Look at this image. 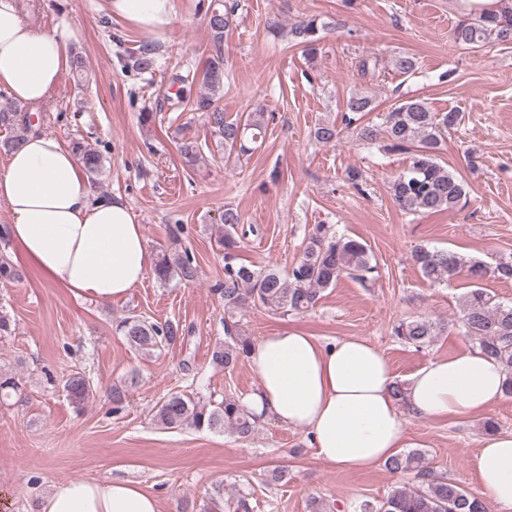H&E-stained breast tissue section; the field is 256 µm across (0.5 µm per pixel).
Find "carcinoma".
Masks as SVG:
<instances>
[{"mask_svg": "<svg viewBox=\"0 0 512 512\" xmlns=\"http://www.w3.org/2000/svg\"><path fill=\"white\" fill-rule=\"evenodd\" d=\"M235 6L224 9L209 7L205 13L211 31L215 55L203 72L204 92L192 101L197 112H208L215 136L224 146V154L238 160L248 158L262 145L266 125L264 113L247 112L227 119L217 111L216 102L224 89V55L221 46L224 32L233 23ZM336 28V21H326L317 15L308 16L292 24L291 34L304 53L314 54L322 35ZM450 37L454 43L467 48H481L488 43L512 44V7L479 14L459 21ZM157 65L155 50L146 44L132 56V67L140 73H153ZM417 59L401 53L392 60V69L401 75L414 74ZM24 107L10 102L0 108V129L6 137L0 147L10 151L17 147L31 131ZM370 97L356 93L346 102L343 122L358 140L374 143L388 141V147L411 154L407 168L393 177L390 195L396 207L408 214L437 213L457 208L466 195L465 183L456 173L438 162L443 136L459 128L463 113L450 109L434 112L420 98H409L390 108L381 117V123L364 121L374 111ZM336 122L317 124L311 135L319 143H331L340 135ZM72 150L82 161L88 178L95 182L103 173L104 159L91 143L77 139ZM241 223L238 210L226 206L222 224L218 226L217 243L224 249V280L210 285L209 291L224 304V344L215 347L212 363L232 370L241 361L250 358L254 343L237 327L233 316L244 309L264 307L279 315L306 312L313 309L321 293L336 285L345 275L361 281L369 280L376 272L374 255L367 243L349 237H334L323 224L312 230L301 256L281 273L274 266L251 268L238 262L237 251L241 239L235 229ZM412 260L421 276L429 283L448 284L460 276L470 280L471 288L464 294L458 315V326L463 336L484 354L495 358L505 373L504 393L512 395V303L482 287L487 277L512 280V258L503 259L489 267L479 260L456 252L419 245ZM154 277L166 284L177 278L191 282L198 278L197 263L189 251H162L152 269ZM126 343L138 350L151 352L160 347L174 346L185 340L184 330L170 321L151 322L139 316H127L116 324ZM445 325L426 317H409L392 328V334L405 344L420 349L430 345L443 334ZM64 389L76 407L80 408L90 394L88 381L80 374L71 375ZM21 397L20 384L15 377L0 373V398ZM262 416L249 410L235 396H226L216 404L203 402L182 392H173L155 405L153 420L164 429L193 428L224 432L240 438L255 433ZM392 473L411 472L414 484L393 486L378 503L364 501L360 512H490L486 500L467 490L448 477L436 474L428 465L425 453L419 449L403 451L385 462ZM224 500V512H252L247 494L224 497V484L213 488V504Z\"/></svg>", "mask_w": 512, "mask_h": 512, "instance_id": "obj_1", "label": "carcinoma"}]
</instances>
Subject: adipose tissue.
Instances as JSON below:
<instances>
[{
  "instance_id": "1",
  "label": "adipose tissue",
  "mask_w": 512,
  "mask_h": 512,
  "mask_svg": "<svg viewBox=\"0 0 512 512\" xmlns=\"http://www.w3.org/2000/svg\"><path fill=\"white\" fill-rule=\"evenodd\" d=\"M112 18L147 32L168 29L175 0H107ZM68 28L33 31L14 0H0V90L42 104L68 62ZM15 261L78 299L125 297L151 269L142 225L121 197L95 194L75 152L57 135L34 131L0 170ZM256 413L310 436L317 457L344 471L385 462L407 447L406 418L441 420L491 409L503 396L501 365L467 349L414 373L404 403L382 351L361 338L321 342L288 328L261 339L250 355ZM479 485L497 512H512V433H487L475 462ZM37 512H161L134 481L75 479L52 485Z\"/></svg>"
}]
</instances>
